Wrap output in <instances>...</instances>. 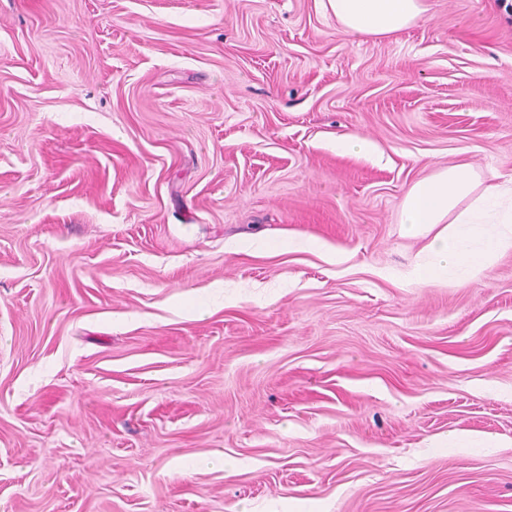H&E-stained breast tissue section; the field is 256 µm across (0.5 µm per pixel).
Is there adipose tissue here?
Listing matches in <instances>:
<instances>
[{
	"instance_id": "adipose-tissue-1",
	"label": "adipose tissue",
	"mask_w": 512,
	"mask_h": 512,
	"mask_svg": "<svg viewBox=\"0 0 512 512\" xmlns=\"http://www.w3.org/2000/svg\"><path fill=\"white\" fill-rule=\"evenodd\" d=\"M344 31L388 36L425 11L423 0H327ZM404 237L423 240L410 271L421 283L461 284L512 252V177L484 183L467 162L414 183L399 208Z\"/></svg>"
}]
</instances>
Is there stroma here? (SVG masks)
I'll list each match as a JSON object with an SVG mask.
<instances>
[{
	"label": "stroma",
	"mask_w": 512,
	"mask_h": 512,
	"mask_svg": "<svg viewBox=\"0 0 512 512\" xmlns=\"http://www.w3.org/2000/svg\"><path fill=\"white\" fill-rule=\"evenodd\" d=\"M425 2L0 0V512H512V253L420 285L398 224L512 175V0ZM344 31L388 36L408 27L425 11L423 0H327ZM448 447L450 448H495V446L483 437L470 432H454L448 435Z\"/></svg>",
	"instance_id": "stroma-1"
}]
</instances>
